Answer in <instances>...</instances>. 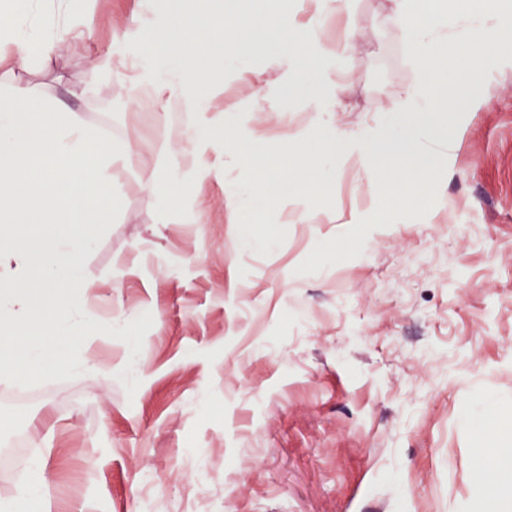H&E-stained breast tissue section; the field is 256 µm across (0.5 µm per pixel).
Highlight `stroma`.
Here are the masks:
<instances>
[{
  "label": "stroma",
  "instance_id": "obj_1",
  "mask_svg": "<svg viewBox=\"0 0 512 512\" xmlns=\"http://www.w3.org/2000/svg\"><path fill=\"white\" fill-rule=\"evenodd\" d=\"M393 10L351 0L327 18L325 36L359 32L338 111L294 106L276 41L228 56L212 111H237L268 139L401 130L411 116L381 110L413 78ZM150 17L143 0H97L88 38H62L52 66L11 79L82 89L91 58L128 52L124 21ZM253 81L268 89L261 112ZM482 91L478 111L422 113L456 148L362 250L351 222L376 211V188L347 160L330 162L322 193L269 205L260 250L241 246L229 215L228 191L254 183L247 170L219 167L194 187L195 219L164 223L152 172L113 163L122 210L88 251L77 295L89 318L119 325L33 374L42 396L26 407L5 401L16 384L0 376V449L29 446L0 473V503L35 459L50 512H477L473 427L512 419V71L490 70ZM115 93L102 83L70 106L118 145L135 133L158 155L182 140V113L160 124ZM88 361L111 377H91Z\"/></svg>",
  "mask_w": 512,
  "mask_h": 512
}]
</instances>
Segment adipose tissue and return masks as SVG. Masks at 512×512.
Masks as SVG:
<instances>
[{
	"mask_svg": "<svg viewBox=\"0 0 512 512\" xmlns=\"http://www.w3.org/2000/svg\"><path fill=\"white\" fill-rule=\"evenodd\" d=\"M95 0H55L42 20L39 0H0V216L12 225L0 228V312L20 325L16 336L0 337V374L21 382L31 369L67 360L77 328L93 333L111 321L86 322L74 302L83 285V256L103 225L120 210V189L108 175L116 158L153 166L148 192L162 215L178 211L189 185L214 173V153L253 168L261 191L235 190L240 205L257 213L284 195L324 184L323 154L338 151L358 172L382 181L396 201H404L434 180L433 169L416 149L429 133L419 125L401 136L378 139L372 130L350 137L327 133L322 144L301 153L282 147L274 156L256 157L255 132L234 112H214L211 102L224 93V50L237 46L249 16L228 9L225 0H166L157 20L133 26V53L97 59L94 81L116 84L125 111H137L152 98L159 112L178 104L185 112V143L170 146L160 161L135 149L116 154L71 108L41 91L12 82L8 74L34 63L50 64L57 52L51 26L74 40L90 32ZM261 31L287 34L290 64L282 82L296 92L305 112H332L337 94L329 83L308 88L303 60L317 55L342 60L355 46L358 30L342 40H312L311 29L297 26L291 0H262ZM32 230L30 248L20 234ZM476 477L492 475L489 492L498 512H512V457L476 453Z\"/></svg>",
	"mask_w": 512,
	"mask_h": 512,
	"instance_id": "ef3b65f1",
	"label": "adipose tissue"
}]
</instances>
